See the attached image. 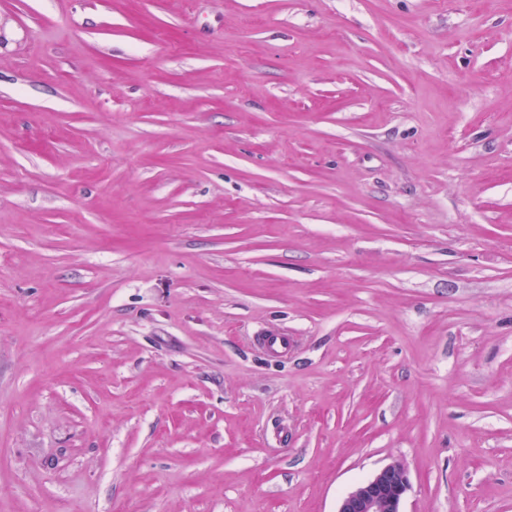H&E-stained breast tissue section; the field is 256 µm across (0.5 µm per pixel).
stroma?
<instances>
[{"label": "stroma", "mask_w": 512, "mask_h": 512, "mask_svg": "<svg viewBox=\"0 0 512 512\" xmlns=\"http://www.w3.org/2000/svg\"><path fill=\"white\" fill-rule=\"evenodd\" d=\"M394 460L512 512V0H0V512Z\"/></svg>", "instance_id": "stroma-1"}]
</instances>
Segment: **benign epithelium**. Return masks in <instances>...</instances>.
<instances>
[{"label": "benign epithelium", "instance_id": "obj_1", "mask_svg": "<svg viewBox=\"0 0 512 512\" xmlns=\"http://www.w3.org/2000/svg\"><path fill=\"white\" fill-rule=\"evenodd\" d=\"M409 486L406 464L394 460L349 491L340 500L337 512H401L400 504Z\"/></svg>", "mask_w": 512, "mask_h": 512}]
</instances>
